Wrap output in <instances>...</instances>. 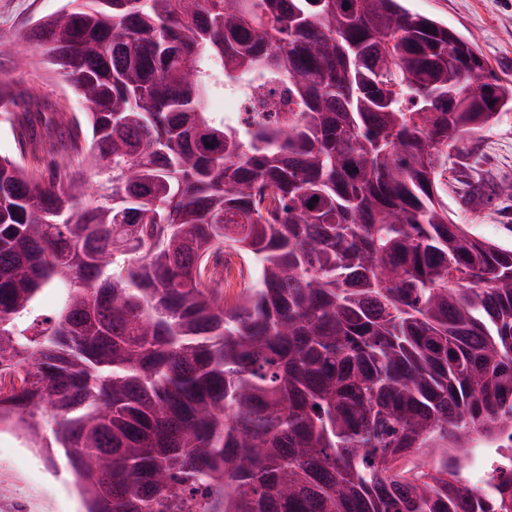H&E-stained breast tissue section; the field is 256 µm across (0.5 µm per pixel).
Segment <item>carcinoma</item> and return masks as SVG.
Segmentation results:
<instances>
[{"label":"carcinoma","mask_w":512,"mask_h":512,"mask_svg":"<svg viewBox=\"0 0 512 512\" xmlns=\"http://www.w3.org/2000/svg\"><path fill=\"white\" fill-rule=\"evenodd\" d=\"M403 2L63 0L0 38L92 102V180L0 155V431L84 512H512V466L465 476L512 436V248L436 187L512 82ZM230 270L233 278L228 280V284H224V295L227 298H233L243 288L253 285L258 277L257 270L253 265H249L244 259L229 253Z\"/></svg>","instance_id":"1"}]
</instances>
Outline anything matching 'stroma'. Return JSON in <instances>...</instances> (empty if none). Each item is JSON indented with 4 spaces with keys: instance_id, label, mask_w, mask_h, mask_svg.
Instances as JSON below:
<instances>
[{
    "instance_id": "35a3bbf8",
    "label": "stroma",
    "mask_w": 512,
    "mask_h": 512,
    "mask_svg": "<svg viewBox=\"0 0 512 512\" xmlns=\"http://www.w3.org/2000/svg\"><path fill=\"white\" fill-rule=\"evenodd\" d=\"M60 6L61 0H0V37L24 43L33 22ZM406 6L475 40L493 73L512 81V0H407ZM0 77L15 98L11 111L0 112V154L20 159L42 184L59 181L85 143L81 100L40 66L21 69L9 56L0 58ZM438 193L472 234L512 247V111L452 153ZM79 509L62 460L0 431V512Z\"/></svg>"
}]
</instances>
